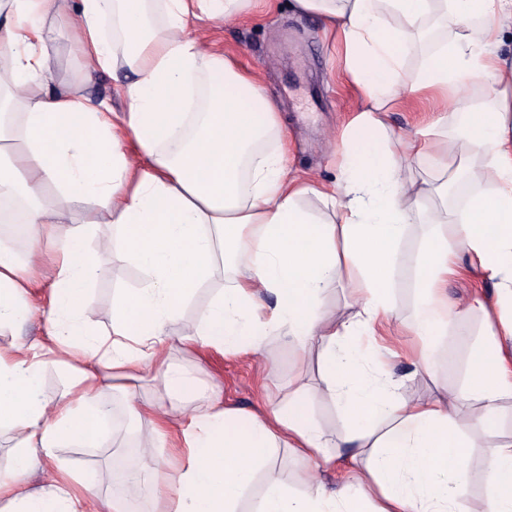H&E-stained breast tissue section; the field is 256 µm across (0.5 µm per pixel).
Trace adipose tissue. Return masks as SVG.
<instances>
[{"label":"adipose tissue","mask_w":512,"mask_h":512,"mask_svg":"<svg viewBox=\"0 0 512 512\" xmlns=\"http://www.w3.org/2000/svg\"><path fill=\"white\" fill-rule=\"evenodd\" d=\"M269 0H0V201L24 199L25 232L51 281L43 340L0 348V433L17 437L15 465L0 477V512H132L127 497L94 505L87 472L62 466L65 444L100 446L109 395L122 391L129 413L147 420L143 462L133 479L173 470L154 512H240L258 470L285 448L318 468L337 464L331 440L308 410L311 396L340 404L348 423L346 481L327 490L317 475L294 491L269 481L250 512H470L465 438L455 421L459 395L447 387L407 397L383 367L368 364L354 340H380L397 356L402 337L446 333V289L459 254L498 284L496 302L468 309L491 316L512 304V0H290L321 19L342 51V70L361 104L336 150L338 177L324 183L269 149L282 122L258 71L203 46L205 22L239 21ZM453 16L457 37L436 45L416 76L404 60L426 21ZM72 21L88 71L126 70L124 108L57 82L49 49L58 19ZM482 82L492 101L472 100ZM429 104L433 121L395 134L389 112ZM459 136L448 137L449 113ZM481 149L471 168L463 145ZM428 162L435 179L413 175ZM467 170L479 191L449 209L447 175ZM55 190L54 201L40 197ZM320 200L330 217L306 210ZM115 227L106 254L85 246L87 229ZM423 226L414 265L418 305L410 323L393 316L397 247ZM137 266L142 279L112 302V332L92 330L88 285L111 266ZM227 282L199 323L182 333L224 354L259 355L281 336L301 353L318 351L325 383L297 385L287 407L246 413L225 405L213 385L169 360V326L215 274ZM343 280L355 306L333 317L323 291ZM35 282L11 243L0 240V327L33 314ZM67 390L45 397L49 367ZM163 371L166 395L145 397L140 383ZM470 394L480 401L481 438L494 450L481 512H512V441L500 438L501 402L512 398V317L487 326L470 354ZM168 449L156 461L154 447ZM47 485L25 487L31 466Z\"/></svg>","instance_id":"1"}]
</instances>
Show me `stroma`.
I'll list each match as a JSON object with an SVG mask.
<instances>
[{"instance_id":"1","label":"stroma","mask_w":512,"mask_h":512,"mask_svg":"<svg viewBox=\"0 0 512 512\" xmlns=\"http://www.w3.org/2000/svg\"><path fill=\"white\" fill-rule=\"evenodd\" d=\"M68 34L67 21L59 20L51 56L57 80L83 83L92 97L121 105L120 83L111 75L99 74L91 81H84L85 64L71 51ZM207 38L209 44L234 57L241 66L261 72L288 129L290 165L316 180L334 181L336 134L358 109L360 98L341 74L331 72L330 65L337 57L336 43L319 19L295 14L283 4L261 18H248L235 24L215 22L208 26ZM419 239V230H412L397 254L393 307L395 317L403 322L411 320L417 303L413 266ZM459 264L461 275L448 280L449 302L461 305L475 294L495 298L493 281L472 267L468 258H461ZM139 280L138 268L126 265L110 270L89 286L85 301L94 311L96 330L111 331L114 295L118 289L136 287ZM223 286L221 277H213L185 304L171 324L174 334L169 341L171 358L193 369L204 381L220 382L225 403L247 411L287 404L294 378H301L309 387H317L321 376L316 355L301 356L294 345L278 336L269 337L255 359L223 355L209 349L192 352L182 347L178 333L200 320ZM48 292L44 282L34 288L33 300L40 309L39 314L22 326L0 329V346L27 344L44 335L47 322L43 310L48 306ZM483 332L482 318L472 314L460 325L449 326L447 334L434 339L435 362L431 369L417 368L402 358L394 360L392 371L403 378L406 395L424 399L449 384L466 390L468 351L471 344L481 340ZM112 407L118 421L109 430L111 447H65L55 451L62 465L92 473L97 496L103 500L111 498L120 467L139 466L140 458L132 450L150 429L148 422L129 420L123 395H113ZM305 468V463L287 449H279L274 466L259 471L245 494L246 499L257 496L272 477L297 487L298 477Z\"/></svg>"}]
</instances>
